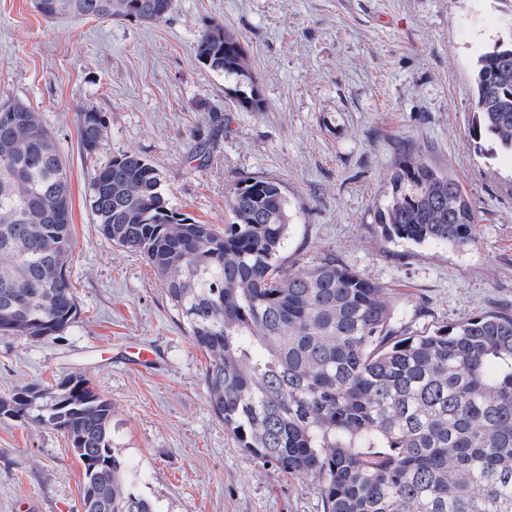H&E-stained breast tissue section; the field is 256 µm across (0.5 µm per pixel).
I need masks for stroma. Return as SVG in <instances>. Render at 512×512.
Returning <instances> with one entry per match:
<instances>
[{"label":"stroma","mask_w":512,"mask_h":512,"mask_svg":"<svg viewBox=\"0 0 512 512\" xmlns=\"http://www.w3.org/2000/svg\"><path fill=\"white\" fill-rule=\"evenodd\" d=\"M506 0H174L156 23L48 20L33 0H0V102L42 112L71 170L70 258L80 316L44 339L0 337V396L73 374L112 403L114 452L157 512H323L316 477L247 460L206 397V354L141 257L102 239L85 206L90 165L74 114L106 122L100 160L135 151L174 207L223 227L241 179L281 181L285 268L326 253L387 288L398 335L512 309V154L484 157L470 135L477 57L507 28ZM223 24L245 75L205 67L193 47ZM259 105L240 106L244 96ZM210 161L198 166V142ZM449 171L475 201L464 251L388 239L376 216L396 160ZM153 362L140 366V350ZM69 439L0 420V512H82Z\"/></svg>","instance_id":"35a3bbf8"}]
</instances>
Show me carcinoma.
I'll use <instances>...</instances> for the list:
<instances>
[{
	"label": "carcinoma",
	"mask_w": 512,
	"mask_h": 512,
	"mask_svg": "<svg viewBox=\"0 0 512 512\" xmlns=\"http://www.w3.org/2000/svg\"><path fill=\"white\" fill-rule=\"evenodd\" d=\"M73 17L156 22L172 0H63ZM478 58L470 133L512 153V23ZM210 69L245 70L239 40L208 25L194 46ZM9 128L0 104V335L53 336L76 322L69 275L45 284L42 242L61 268L74 248L70 171L41 115L22 105ZM75 113L80 151L92 166L86 202L100 235L152 267L193 344L210 363L208 404L249 461L320 480L324 512H512V311L398 336L379 283L328 253L285 269L288 200L273 178L249 176L227 201L220 229L171 205L158 169L137 152L98 158L105 121ZM112 175V195L95 189ZM63 214L26 238L11 227L48 203ZM474 202L451 175L408 155L378 211L386 234L463 249L473 242ZM30 399H0L37 428L67 436L97 499L88 512H155L127 486L112 448V402L72 375L57 389L33 383Z\"/></svg>",
	"instance_id": "carcinoma-1"
}]
</instances>
